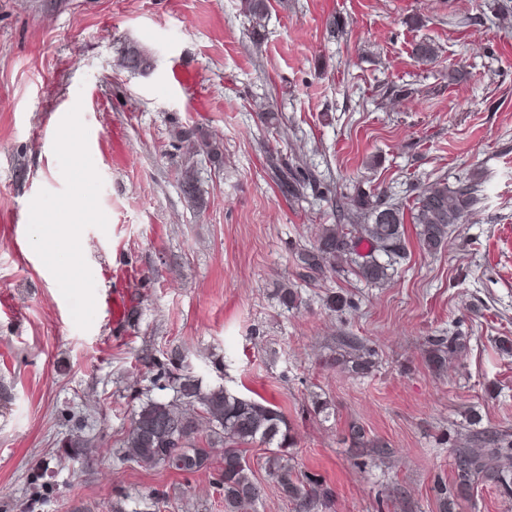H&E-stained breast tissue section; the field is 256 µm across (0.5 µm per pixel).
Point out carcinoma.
I'll return each mask as SVG.
<instances>
[{
	"mask_svg": "<svg viewBox=\"0 0 512 512\" xmlns=\"http://www.w3.org/2000/svg\"><path fill=\"white\" fill-rule=\"evenodd\" d=\"M269 8V0H241V11L254 33L265 28ZM438 53L439 47L427 40L417 42L412 49L414 60L422 65L434 63ZM151 58V53L139 44L128 55L115 52L114 63L133 73L148 66ZM179 140L185 143L188 157L201 152L212 159L221 156L219 144L207 137L194 139L192 134L182 132ZM266 168L283 195L292 200H301L316 184L310 170L277 149L267 151ZM179 182L191 205L203 208L205 199L191 165L181 170ZM479 192L476 184L450 187L446 182L433 181L419 188L407 215L401 204L359 191L336 206L338 221L321 225L310 246L298 253L299 266L305 277L317 278L344 263L366 282L382 284L393 263L407 254L406 223L415 225L422 249L437 254L448 245L449 228L461 223L479 203ZM456 348L452 337L433 342L430 367L442 370ZM174 380L171 399L149 398L135 413L123 439L126 459L145 467L163 465L178 471L208 468L211 450L192 445L199 432V419L203 418L224 445L225 512H235L244 503H256L265 495V486L255 478L251 466L240 463L246 448L255 443L268 447L265 466L281 497L304 510L330 499L331 491L322 479L295 471L289 452L290 428L274 405L239 396L221 384L206 387L190 372L178 374ZM483 443V448L456 450L455 482L441 489L444 512H450L455 498L484 482H495L512 496V475L501 466L502 459L512 458V432L492 431L484 436Z\"/></svg>",
	"mask_w": 512,
	"mask_h": 512,
	"instance_id": "carcinoma-1",
	"label": "carcinoma"
}]
</instances>
